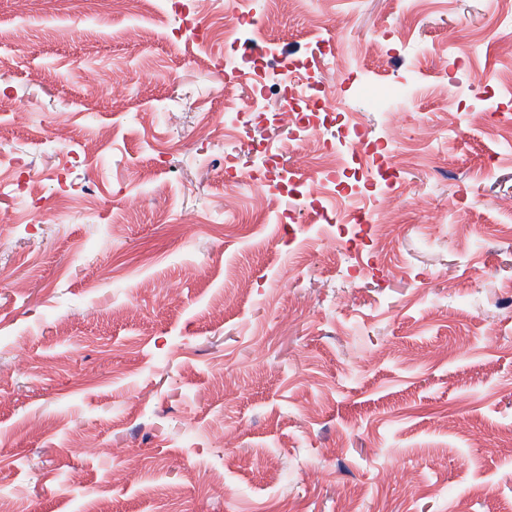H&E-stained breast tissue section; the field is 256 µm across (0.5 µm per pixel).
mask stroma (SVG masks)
I'll return each instance as SVG.
<instances>
[{
	"mask_svg": "<svg viewBox=\"0 0 512 512\" xmlns=\"http://www.w3.org/2000/svg\"><path fill=\"white\" fill-rule=\"evenodd\" d=\"M251 2L274 50L230 76L204 36L227 0H156L167 24L137 46L149 18L0 0V483L16 512H94L103 485L115 512H512V150L470 95L434 102L470 86L512 116L500 0H315L328 31ZM310 80L387 174L359 202L392 237L356 242L346 288L299 201L240 221L307 164L282 102ZM228 159L250 184L225 185Z\"/></svg>",
	"mask_w": 512,
	"mask_h": 512,
	"instance_id": "35a3bbf8",
	"label": "stroma"
}]
</instances>
